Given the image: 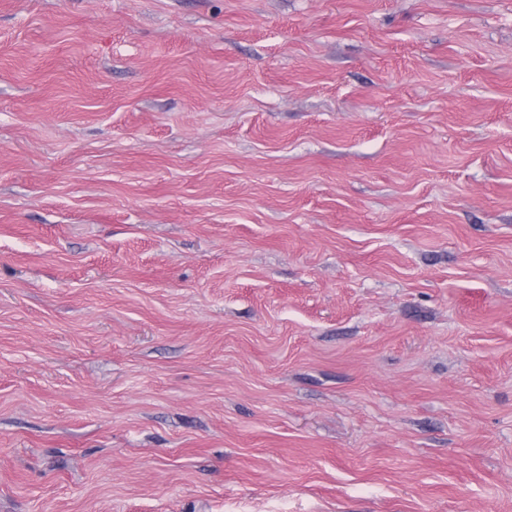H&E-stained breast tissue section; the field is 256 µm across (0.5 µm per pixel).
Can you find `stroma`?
<instances>
[{
    "label": "stroma",
    "mask_w": 512,
    "mask_h": 512,
    "mask_svg": "<svg viewBox=\"0 0 512 512\" xmlns=\"http://www.w3.org/2000/svg\"><path fill=\"white\" fill-rule=\"evenodd\" d=\"M0 512H512V0H0Z\"/></svg>",
    "instance_id": "35a3bbf8"
}]
</instances>
